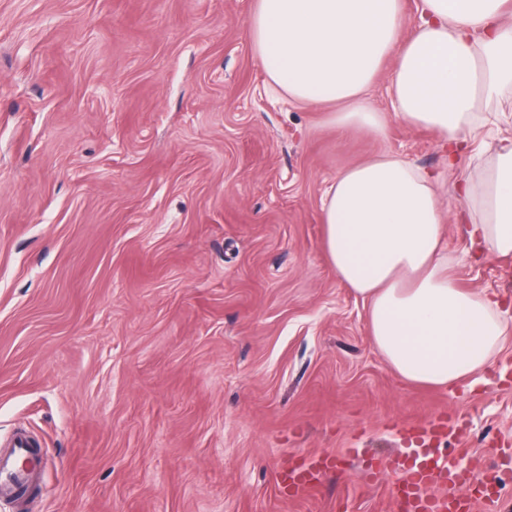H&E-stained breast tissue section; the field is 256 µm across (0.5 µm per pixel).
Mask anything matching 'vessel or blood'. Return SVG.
<instances>
[{"mask_svg":"<svg viewBox=\"0 0 512 512\" xmlns=\"http://www.w3.org/2000/svg\"><path fill=\"white\" fill-rule=\"evenodd\" d=\"M457 429V423L444 414L428 424L408 426L407 448L390 460L394 481L389 497L398 512H482L493 504L496 487L479 463L497 457L499 450L492 445L478 453L444 447V440ZM41 465L39 450L31 447L26 435H17L10 447L0 450V498L23 497ZM335 468L336 456L327 451L291 455L288 466L276 472L278 493L294 500L319 492Z\"/></svg>","mask_w":512,"mask_h":512,"instance_id":"vessel-or-blood-1","label":"vessel or blood"}]
</instances>
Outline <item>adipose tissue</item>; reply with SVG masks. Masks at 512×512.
I'll return each instance as SVG.
<instances>
[{
	"instance_id": "ef3b65f1",
	"label": "adipose tissue",
	"mask_w": 512,
	"mask_h": 512,
	"mask_svg": "<svg viewBox=\"0 0 512 512\" xmlns=\"http://www.w3.org/2000/svg\"><path fill=\"white\" fill-rule=\"evenodd\" d=\"M403 32V0H256L252 49L290 103L339 104L337 127L382 135L389 116L438 136L446 167L473 141L484 160L462 178L472 243L512 259V137L493 101L512 97V13L506 0H418ZM392 65L391 110L364 98ZM443 173L393 154L337 173L321 206L324 248L339 280L367 309L372 341L405 381L453 389L490 368L512 335L491 293L452 272Z\"/></svg>"
}]
</instances>
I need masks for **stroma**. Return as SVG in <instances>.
<instances>
[{"label": "stroma", "mask_w": 512, "mask_h": 512, "mask_svg": "<svg viewBox=\"0 0 512 512\" xmlns=\"http://www.w3.org/2000/svg\"><path fill=\"white\" fill-rule=\"evenodd\" d=\"M255 0H0V438L40 442L0 512H385L403 425L441 412L512 446V338L476 385L403 380L323 247L337 173L391 152L338 135L251 47ZM453 272L512 314V261L444 198ZM359 449L283 500L290 453Z\"/></svg>", "instance_id": "obj_1"}]
</instances>
